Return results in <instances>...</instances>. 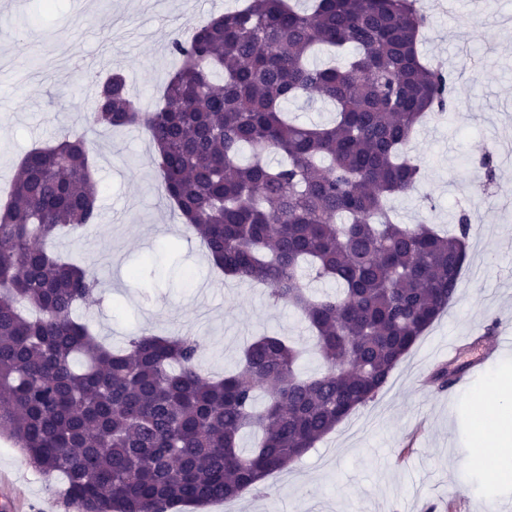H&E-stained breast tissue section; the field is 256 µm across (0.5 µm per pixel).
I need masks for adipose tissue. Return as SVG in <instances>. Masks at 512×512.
I'll return each instance as SVG.
<instances>
[{
	"label": "adipose tissue",
	"mask_w": 512,
	"mask_h": 512,
	"mask_svg": "<svg viewBox=\"0 0 512 512\" xmlns=\"http://www.w3.org/2000/svg\"><path fill=\"white\" fill-rule=\"evenodd\" d=\"M479 451L473 461L498 476L512 473V377L496 378L480 397Z\"/></svg>",
	"instance_id": "obj_1"
}]
</instances>
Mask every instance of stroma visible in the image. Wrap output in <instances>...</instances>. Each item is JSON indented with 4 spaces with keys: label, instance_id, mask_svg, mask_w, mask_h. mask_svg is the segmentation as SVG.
<instances>
[{
    "label": "stroma",
    "instance_id": "stroma-1",
    "mask_svg": "<svg viewBox=\"0 0 512 512\" xmlns=\"http://www.w3.org/2000/svg\"><path fill=\"white\" fill-rule=\"evenodd\" d=\"M240 0H0V189L32 148L62 133L85 136L100 186V221L83 236L56 239L55 251L81 259L100 280L78 309L113 347L144 328L189 334L202 344L201 367L233 370L246 342L265 333L304 338L301 316L268 300L267 288L222 275L165 199L153 146L139 128L93 126L100 76L122 74L141 109L158 107L178 66L175 34L235 9ZM431 23L421 55L452 76L453 109L423 122L406 148L422 164L410 195L391 199L403 224L448 226L468 212L462 287L393 369L385 386L291 469L204 512H512V480L471 465L475 405L492 378L512 373V351L473 369L458 388L431 381L448 342L469 343L487 326L512 332V0H425ZM492 156L493 180L478 206L472 186ZM12 476L25 512H68L61 480H46L7 437L0 473Z\"/></svg>",
    "mask_w": 512,
    "mask_h": 512
}]
</instances>
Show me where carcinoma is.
Wrapping results in <instances>:
<instances>
[{
  "mask_svg": "<svg viewBox=\"0 0 512 512\" xmlns=\"http://www.w3.org/2000/svg\"><path fill=\"white\" fill-rule=\"evenodd\" d=\"M421 0H247L170 42L179 66L153 112L125 77L96 87L93 124L139 127L158 146L165 196L225 275L269 287L313 332L323 370L263 335L239 368L213 380L193 336L142 330L114 351L76 320L96 293L88 268L46 248L99 223L90 142L62 135L21 161L0 204V434L48 478L73 512H179L262 491L357 408L461 288L468 214L439 233L398 224L387 207L420 165L405 148L451 103V79L424 63ZM325 45L338 59L309 63ZM332 105L325 125L291 121L288 102ZM249 149L253 161L238 156ZM284 162L273 167L270 154ZM334 280L313 296L303 279ZM458 374L443 367L438 390ZM272 389L263 403L259 390ZM255 430L258 445L242 448Z\"/></svg>",
  "mask_w": 512,
  "mask_h": 512,
  "instance_id": "obj_1",
  "label": "carcinoma"
}]
</instances>
